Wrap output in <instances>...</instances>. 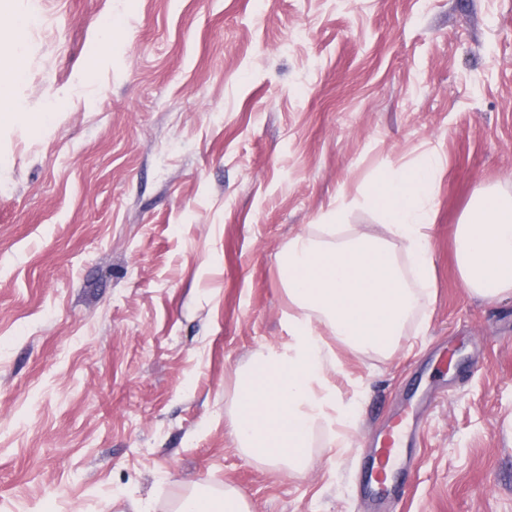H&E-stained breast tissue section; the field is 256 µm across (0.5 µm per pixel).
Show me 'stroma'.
<instances>
[{
  "label": "stroma",
  "instance_id": "35a3bbf8",
  "mask_svg": "<svg viewBox=\"0 0 512 512\" xmlns=\"http://www.w3.org/2000/svg\"><path fill=\"white\" fill-rule=\"evenodd\" d=\"M15 6L50 24L13 91L57 115L0 128V512H170L200 482L251 512H512V297L470 294L453 248L478 189L512 192V0ZM430 154L426 319L338 350L355 412L307 470L246 456L236 375L289 340L280 249L341 200L378 224L374 174ZM412 402L407 491L370 498L359 451Z\"/></svg>",
  "mask_w": 512,
  "mask_h": 512
}]
</instances>
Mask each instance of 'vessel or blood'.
Here are the masks:
<instances>
[{
    "mask_svg": "<svg viewBox=\"0 0 512 512\" xmlns=\"http://www.w3.org/2000/svg\"><path fill=\"white\" fill-rule=\"evenodd\" d=\"M421 421L416 416L399 415L384 431L362 461V476L366 490L373 495L395 492L394 464L408 439L421 435Z\"/></svg>",
    "mask_w": 512,
    "mask_h": 512,
    "instance_id": "1",
    "label": "vessel or blood"
}]
</instances>
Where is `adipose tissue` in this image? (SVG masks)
<instances>
[{"instance_id":"obj_1","label":"adipose tissue","mask_w":512,"mask_h":512,"mask_svg":"<svg viewBox=\"0 0 512 512\" xmlns=\"http://www.w3.org/2000/svg\"><path fill=\"white\" fill-rule=\"evenodd\" d=\"M24 77L11 65L0 81V126L49 124L53 113L25 110L12 94ZM436 158L378 176L367 195L381 216L380 232L346 223L343 209L289 237L279 272L288 291V344L258 354L237 377L230 431L247 456L292 471L312 461L320 425L347 417L326 381L336 368L334 345L389 355L433 297L430 202ZM459 275L474 296L512 295V193L479 189L455 235ZM172 512H250L235 489L196 485Z\"/></svg>"}]
</instances>
